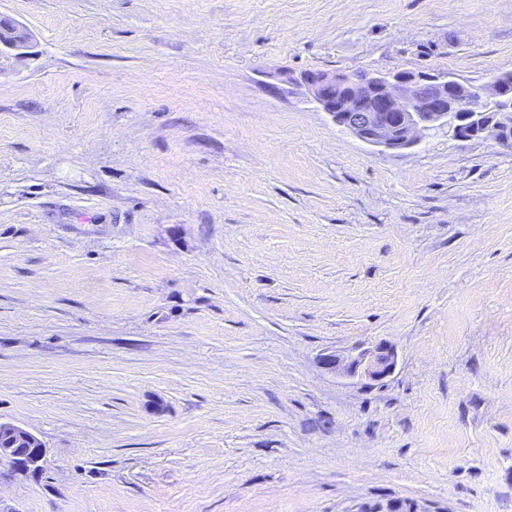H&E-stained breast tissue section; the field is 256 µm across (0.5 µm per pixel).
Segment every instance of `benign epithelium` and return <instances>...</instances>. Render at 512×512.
I'll use <instances>...</instances> for the list:
<instances>
[{
	"label": "benign epithelium",
	"instance_id": "7a95c632",
	"mask_svg": "<svg viewBox=\"0 0 512 512\" xmlns=\"http://www.w3.org/2000/svg\"><path fill=\"white\" fill-rule=\"evenodd\" d=\"M32 34L27 27L0 18V60L27 54ZM285 84H299L339 127L359 140L387 150L415 146L421 133L446 126L458 139L492 136L512 148V85L491 79L472 84L445 74L399 71L295 74L278 70ZM325 368L370 382L389 377L397 365L392 346L380 342L356 357L336 354L320 358ZM44 458L42 441L31 431L0 421V467L22 469L28 459ZM354 512H421L412 500L359 506Z\"/></svg>",
	"mask_w": 512,
	"mask_h": 512
}]
</instances>
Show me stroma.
Segmentation results:
<instances>
[{"label":"stroma","instance_id":"obj_1","mask_svg":"<svg viewBox=\"0 0 512 512\" xmlns=\"http://www.w3.org/2000/svg\"><path fill=\"white\" fill-rule=\"evenodd\" d=\"M10 512H512V149L299 73L512 70V0H0ZM385 342L375 385L323 368ZM32 41V34L27 27L0 18V61L4 57H23L27 54ZM44 458L42 441L31 431L12 422L0 421V467L23 469L25 461L35 464Z\"/></svg>","mask_w":512,"mask_h":512}]
</instances>
